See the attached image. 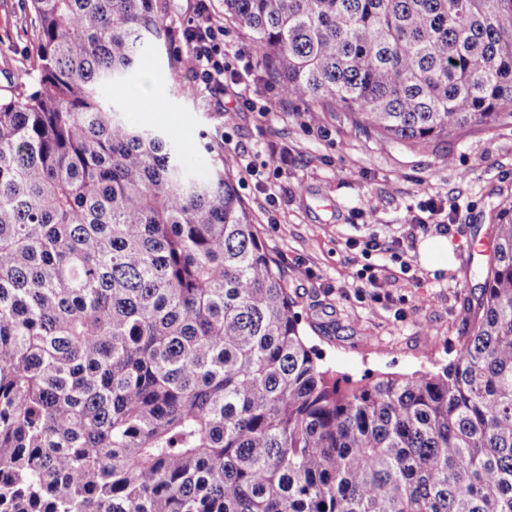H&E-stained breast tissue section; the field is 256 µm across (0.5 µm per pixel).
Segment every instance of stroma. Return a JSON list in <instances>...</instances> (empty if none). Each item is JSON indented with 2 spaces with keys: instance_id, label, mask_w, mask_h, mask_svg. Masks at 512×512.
Instances as JSON below:
<instances>
[{
  "instance_id": "obj_1",
  "label": "stroma",
  "mask_w": 512,
  "mask_h": 512,
  "mask_svg": "<svg viewBox=\"0 0 512 512\" xmlns=\"http://www.w3.org/2000/svg\"><path fill=\"white\" fill-rule=\"evenodd\" d=\"M198 0H167L169 49L149 50L140 70L114 91L130 125L161 133L181 149L195 177L223 162L257 230L283 267L303 334L338 379L437 371L456 354L464 318L481 284L487 255L468 259L470 242L512 207V118L457 132L426 148L355 131L342 114L310 115L288 102L267 76L243 32L224 26V61L237 83L208 87L189 73L173 77L169 53L187 47L181 31ZM31 0H0V97L36 90ZM280 171L263 168L269 149ZM253 173H246V165ZM441 205L454 267L430 271L411 219L424 203ZM401 240L405 259L361 256L350 239ZM412 269L403 272L402 261ZM372 262L384 286L361 287L357 270Z\"/></svg>"
}]
</instances>
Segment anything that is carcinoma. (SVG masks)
Wrapping results in <instances>:
<instances>
[{"label":"carcinoma","mask_w":512,"mask_h":512,"mask_svg":"<svg viewBox=\"0 0 512 512\" xmlns=\"http://www.w3.org/2000/svg\"><path fill=\"white\" fill-rule=\"evenodd\" d=\"M0 99V512H512V216L454 358L339 382L230 171L104 92L167 0H31ZM290 100L425 148L512 117V0H224ZM35 14L30 0H0V97L37 88Z\"/></svg>","instance_id":"1"}]
</instances>
